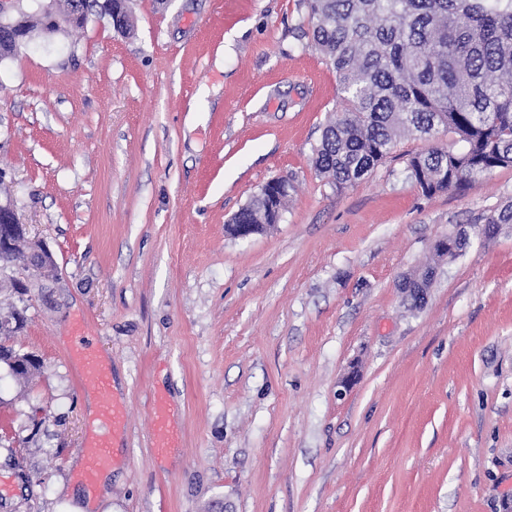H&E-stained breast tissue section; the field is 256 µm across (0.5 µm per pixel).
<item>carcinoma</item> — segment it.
Returning a JSON list of instances; mask_svg holds the SVG:
<instances>
[{"instance_id": "1", "label": "carcinoma", "mask_w": 512, "mask_h": 512, "mask_svg": "<svg viewBox=\"0 0 512 512\" xmlns=\"http://www.w3.org/2000/svg\"><path fill=\"white\" fill-rule=\"evenodd\" d=\"M311 46L336 72L346 104L324 127L315 168L338 190L353 186L405 135L440 132L453 144L410 157L426 196L512 167V0H305ZM288 192L260 191L237 224H277ZM433 266L405 278L431 286ZM24 310L0 314V364L28 378L40 361L3 344Z\"/></svg>"}]
</instances>
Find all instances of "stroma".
<instances>
[{
	"label": "stroma",
	"mask_w": 512,
	"mask_h": 512,
	"mask_svg": "<svg viewBox=\"0 0 512 512\" xmlns=\"http://www.w3.org/2000/svg\"><path fill=\"white\" fill-rule=\"evenodd\" d=\"M0 61V189L57 265L0 365V497L16 512H506L512 506V168L422 194L402 138L336 191L314 150L343 111L304 0H132ZM295 191L248 238L267 181ZM455 260L434 243L458 229ZM426 304L398 285L426 263ZM87 333L124 423L107 484L83 479L96 396ZM170 424L159 450L158 418ZM22 453L21 491L5 460ZM293 190L291 180L288 181V192L283 194L279 189L263 192L261 189L243 206L234 217L231 225V235L237 238H247L278 224L290 192ZM14 322L15 326H12ZM26 321L24 310L13 307L7 314L0 312V364H5L11 373L20 378H28L40 367V361L28 353H20L5 346L3 339L11 338L23 328Z\"/></svg>",
	"instance_id": "35a3bbf8"
}]
</instances>
